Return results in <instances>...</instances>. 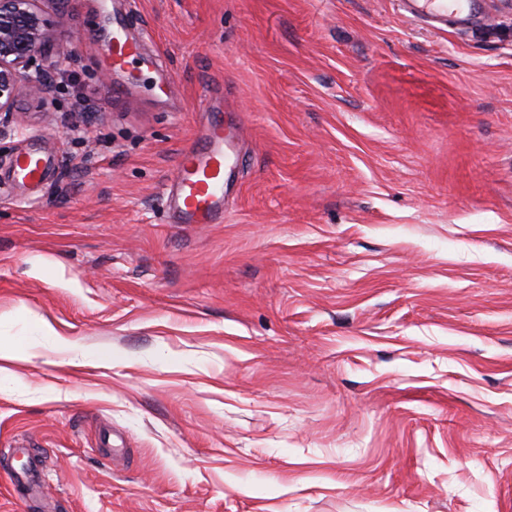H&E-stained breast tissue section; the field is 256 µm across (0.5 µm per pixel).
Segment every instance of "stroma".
I'll return each mask as SVG.
<instances>
[{"label":"stroma","instance_id":"1","mask_svg":"<svg viewBox=\"0 0 512 512\" xmlns=\"http://www.w3.org/2000/svg\"><path fill=\"white\" fill-rule=\"evenodd\" d=\"M44 0L0 138V512H512V0ZM123 15L155 60L125 98ZM220 224L170 223L219 102ZM37 150V183L7 161ZM400 3L418 15L427 14L439 22L448 23L447 0H401Z\"/></svg>","mask_w":512,"mask_h":512}]
</instances>
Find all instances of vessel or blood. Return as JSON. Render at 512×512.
Instances as JSON below:
<instances>
[{
  "instance_id": "obj_1",
  "label": "vessel or blood",
  "mask_w": 512,
  "mask_h": 512,
  "mask_svg": "<svg viewBox=\"0 0 512 512\" xmlns=\"http://www.w3.org/2000/svg\"><path fill=\"white\" fill-rule=\"evenodd\" d=\"M416 14H426L440 22L448 20V0H401ZM141 40L133 38L120 22H113L103 48L108 69L123 74L150 68ZM243 158L224 130V118L214 113L205 129L181 150L175 172L166 189L173 223L214 224L224 216L228 179L241 168ZM50 157L29 151L14 156L11 167L23 181H39L52 167Z\"/></svg>"
}]
</instances>
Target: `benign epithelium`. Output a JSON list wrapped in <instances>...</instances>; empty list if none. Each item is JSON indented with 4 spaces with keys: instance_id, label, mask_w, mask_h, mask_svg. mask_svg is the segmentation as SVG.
Listing matches in <instances>:
<instances>
[{
    "instance_id": "obj_1",
    "label": "benign epithelium",
    "mask_w": 512,
    "mask_h": 512,
    "mask_svg": "<svg viewBox=\"0 0 512 512\" xmlns=\"http://www.w3.org/2000/svg\"><path fill=\"white\" fill-rule=\"evenodd\" d=\"M42 0H0V126L11 122L17 97L45 94L37 56L51 40Z\"/></svg>"
}]
</instances>
